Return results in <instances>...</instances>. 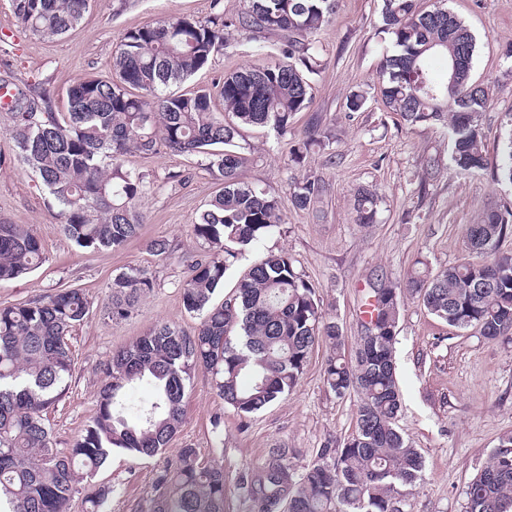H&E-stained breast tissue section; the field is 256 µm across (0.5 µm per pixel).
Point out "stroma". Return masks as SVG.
<instances>
[{"instance_id":"stroma-1","label":"stroma","mask_w":512,"mask_h":512,"mask_svg":"<svg viewBox=\"0 0 512 512\" xmlns=\"http://www.w3.org/2000/svg\"><path fill=\"white\" fill-rule=\"evenodd\" d=\"M248 0H90L80 25L54 39L24 31L11 0H0V80L23 89H50L52 109L67 108L75 79L112 76V59L133 28L180 16L207 21L245 11ZM476 37L473 79L488 92L481 116L486 168L463 172L450 159L449 131L439 124L410 126L382 104L377 72L393 38L382 23V0H336V12L316 37L319 68L311 75V102L296 114L287 134L245 127L241 143L251 147L245 180L279 203L282 222L256 247L245 250L227 272L232 291L252 262L268 252H286L315 288L322 311L336 318L354 353L363 333L361 300L370 282L404 286L416 261L439 271L467 255L466 229L488 207L512 205V183L499 178L497 164L512 134V0H449ZM280 35L249 40L227 37L222 54L177 89L211 88L234 69L281 59ZM364 106L349 111L353 93ZM330 133L329 147L313 148L301 163L290 154L312 117ZM9 116L0 112V221L28 225L42 242L45 263L31 273L0 283V304L18 303L57 288H81L90 300L84 324L69 339L75 369L69 388L48 414L57 447H69L90 421L112 352L132 343L157 322L193 330L196 316L183 306L180 288L187 261L204 246L191 226L218 185L204 160L159 149L131 154L127 168L142 174L151 191L141 207L147 215L137 238L119 248L77 247L60 231L59 208L40 181L14 154ZM438 170L423 180L429 160ZM321 179L326 191L315 207L319 218L297 209L291 194L305 177ZM379 196L375 224L355 221L359 189ZM168 240L174 252L156 256L152 241ZM147 270L154 286L126 319L109 317L115 275ZM326 344H318L295 390L250 417L224 407L206 375H197L185 399V420L173 447L198 448L205 462L223 467L224 512H257L243 474L257 470L270 449L295 450L296 465L308 464L324 445H338L355 430L357 398H342L325 384ZM402 408L398 425L425 461L422 481L408 490L404 512H463L468 481L487 465L499 440L512 434V343L458 331L431 315L415 298L404 297L396 343ZM224 414L222 436L211 417ZM156 462L113 450L94 478L116 493L111 512H140L151 496Z\"/></svg>"}]
</instances>
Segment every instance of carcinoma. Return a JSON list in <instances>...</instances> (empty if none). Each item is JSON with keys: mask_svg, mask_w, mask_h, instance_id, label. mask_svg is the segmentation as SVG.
<instances>
[{"mask_svg": "<svg viewBox=\"0 0 512 512\" xmlns=\"http://www.w3.org/2000/svg\"><path fill=\"white\" fill-rule=\"evenodd\" d=\"M89 0H12L19 24L41 38L76 29ZM336 12V0H249L236 17L200 22L186 17L128 31L113 69L116 79L79 78L67 89L68 110L52 111L50 91L16 90L8 109L13 151L59 207L64 234L78 247H116L136 238L144 223L140 204L150 186L126 168L128 154L164 147L195 156L221 188L191 225L208 250L188 264L181 288L184 310L199 317L192 332L159 322L132 344L112 352L105 382L84 431L57 448L46 423L49 408L68 389L74 370L69 337L84 323L89 300L61 288L25 302L0 305V512H68L82 496L85 512H108L111 487L92 488L113 449L154 458L153 496L147 512H224V468L202 460L191 446L170 442L184 420V399L197 373L210 376L216 396L241 417L290 394L319 343L329 346L323 376L336 396H358L355 432L339 449L325 446L295 467L289 449L274 448L265 464L244 476L259 512H403L404 490L421 480L424 460L398 431L401 410L395 344L401 298L456 330L475 329L489 340L512 341V207L491 208L467 227L472 261L436 273L417 268L404 287L369 288L372 330L346 358L342 327L323 314L315 289L286 252H270L241 275L220 301L216 291L238 255L281 223L278 201L244 181L245 126L286 132L311 101L308 75L318 60L312 38ZM382 19L393 35L379 84L385 107L409 125L448 128L451 159L462 171L483 169L488 158L479 118L488 93L472 80L475 37L451 8L416 10L415 0H383ZM278 33L282 59L224 74L219 99L206 89L169 91L204 68L224 47V31ZM466 57L454 89L437 83L429 61ZM139 94H134V91ZM322 143L318 124L291 154L303 159ZM324 192L315 178L294 187L291 201L307 210ZM378 196L361 189L359 224L376 220ZM45 262L39 237L22 224L0 222V282ZM153 288L151 275L132 269L112 280L110 314L129 317ZM148 390L132 403L127 391ZM464 512H512V436L467 484Z\"/></svg>", "mask_w": 512, "mask_h": 512, "instance_id": "carcinoma-1", "label": "carcinoma"}]
</instances>
